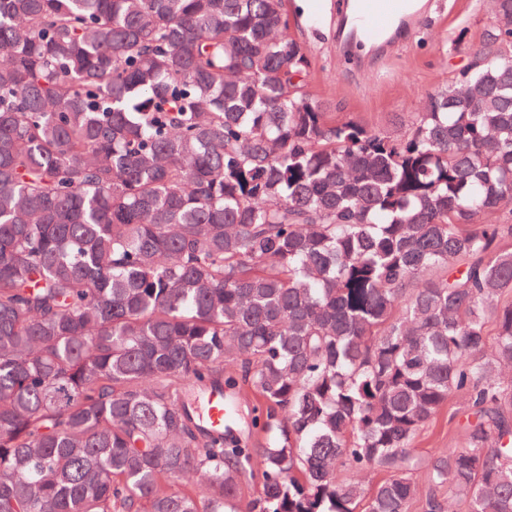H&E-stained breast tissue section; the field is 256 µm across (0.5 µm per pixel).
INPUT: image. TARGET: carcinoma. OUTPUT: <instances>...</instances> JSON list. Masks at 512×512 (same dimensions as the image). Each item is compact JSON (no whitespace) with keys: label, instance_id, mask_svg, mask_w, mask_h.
I'll return each mask as SVG.
<instances>
[{"label":"carcinoma","instance_id":"carcinoma-1","mask_svg":"<svg viewBox=\"0 0 512 512\" xmlns=\"http://www.w3.org/2000/svg\"><path fill=\"white\" fill-rule=\"evenodd\" d=\"M288 27L0 0V512H512V59L394 137L323 110ZM217 388L255 439L201 422ZM464 421L462 399L454 396L418 438V452L427 457L445 448H460L463 445L461 427Z\"/></svg>","mask_w":512,"mask_h":512}]
</instances>
